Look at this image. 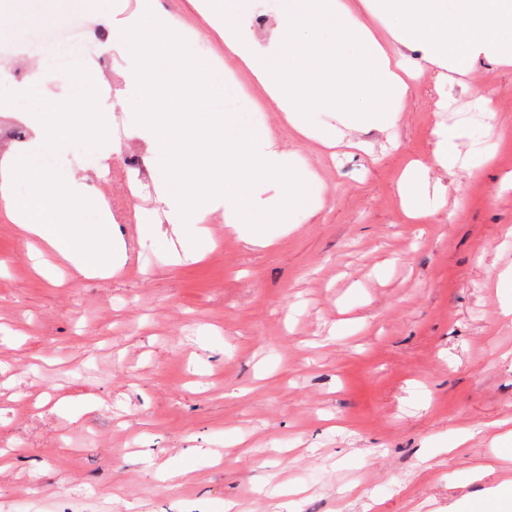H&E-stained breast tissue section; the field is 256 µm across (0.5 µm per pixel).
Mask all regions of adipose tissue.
<instances>
[{
    "label": "adipose tissue",
    "mask_w": 512,
    "mask_h": 512,
    "mask_svg": "<svg viewBox=\"0 0 512 512\" xmlns=\"http://www.w3.org/2000/svg\"><path fill=\"white\" fill-rule=\"evenodd\" d=\"M248 7L249 0H199L196 9L223 41L225 55L236 61L238 74L259 83L266 100L299 136L328 149L336 147V137L330 131L316 133L308 113L339 112L354 130L369 124L395 126L414 77L375 35L374 21L385 23L392 41L419 51L440 86L463 73L472 59L512 62V46L502 40L503 34H512V0H372L364 14L353 0H278L277 59L255 50ZM328 23L336 28L332 41L319 35ZM110 112V104L93 93L83 97L77 112L45 99L32 118L30 144L0 157V205L25 239L46 245L83 277H110L126 262L112 236V212L83 181L59 182L35 158L59 146L61 131L97 151L110 129ZM464 135L458 128H436L432 165L453 171ZM429 166L410 164L398 182L401 205L414 222L432 217L442 205L441 196L425 192ZM19 182L30 186L22 198L14 194Z\"/></svg>",
    "instance_id": "obj_1"
}]
</instances>
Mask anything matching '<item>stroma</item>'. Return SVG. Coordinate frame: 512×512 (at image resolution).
I'll list each match as a JSON object with an SVG mask.
<instances>
[{
	"label": "stroma",
	"instance_id": "obj_1",
	"mask_svg": "<svg viewBox=\"0 0 512 512\" xmlns=\"http://www.w3.org/2000/svg\"><path fill=\"white\" fill-rule=\"evenodd\" d=\"M141 0H74L60 14L87 15L88 33L116 86L123 135L89 152L64 140L42 160L60 181L83 179L111 205L112 231L129 254L109 279L60 284L33 268L31 250L0 211V512H474L512 485V65L469 63L444 89L432 70L411 81L395 128L366 126L336 151L299 137L282 112L251 111L229 95L225 110L263 125L316 173L322 197L267 247L243 242L215 212L198 259L170 223L141 235L149 213L123 195L126 158L151 153V132L126 107L130 66L114 44L113 14ZM195 0H157L190 30L202 60L223 42ZM32 20L0 0V156L16 149L14 124L40 96L69 99L66 81L24 50ZM491 94L488 111L473 106ZM451 106L437 107L440 96ZM465 129L480 175L435 169L445 206L426 224L404 217L397 180L430 163L433 130ZM69 398L56 410L59 398ZM93 444L60 445L62 433ZM192 463L191 480L163 481L160 465Z\"/></svg>",
	"mask_w": 512,
	"mask_h": 512
}]
</instances>
